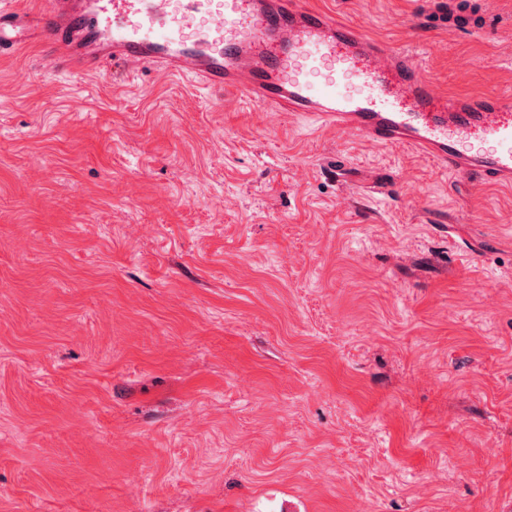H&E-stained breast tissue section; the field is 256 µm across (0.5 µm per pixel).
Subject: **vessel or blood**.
<instances>
[{"mask_svg": "<svg viewBox=\"0 0 512 512\" xmlns=\"http://www.w3.org/2000/svg\"><path fill=\"white\" fill-rule=\"evenodd\" d=\"M52 41L72 73L153 67L274 112H300L444 169L512 181V95L440 91L404 51L307 0H50L0 6V56Z\"/></svg>", "mask_w": 512, "mask_h": 512, "instance_id": "1", "label": "vessel or blood"}]
</instances>
